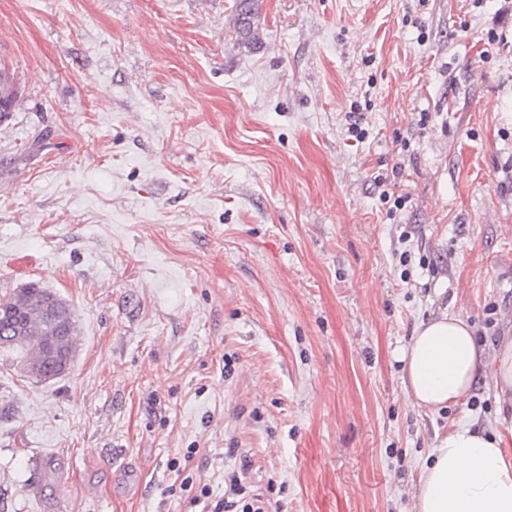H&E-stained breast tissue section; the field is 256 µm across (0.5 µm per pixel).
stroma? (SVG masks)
Instances as JSON below:
<instances>
[{
	"label": "stroma",
	"mask_w": 512,
	"mask_h": 512,
	"mask_svg": "<svg viewBox=\"0 0 512 512\" xmlns=\"http://www.w3.org/2000/svg\"><path fill=\"white\" fill-rule=\"evenodd\" d=\"M233 3L0 0V297L50 289L77 333L63 378L0 360V512H200L169 462L194 449L186 475L219 497L231 446L270 512H414L452 427L512 425L493 385L512 331L497 0H258L248 45ZM397 163L392 218L372 176ZM404 224L432 269L400 264ZM444 310L486 367L430 412L398 358ZM16 91L13 77L5 69H0V122L7 119L12 112Z\"/></svg>",
	"instance_id": "1"
}]
</instances>
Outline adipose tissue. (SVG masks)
I'll list each match as a JSON object with an SVG mask.
<instances>
[{
  "mask_svg": "<svg viewBox=\"0 0 512 512\" xmlns=\"http://www.w3.org/2000/svg\"><path fill=\"white\" fill-rule=\"evenodd\" d=\"M484 347L461 316L421 322L400 354L413 403L438 410L466 398L481 372ZM416 512H512V431L487 437L461 425L441 439L422 473Z\"/></svg>",
  "mask_w": 512,
  "mask_h": 512,
  "instance_id": "ef3b65f1",
  "label": "adipose tissue"
}]
</instances>
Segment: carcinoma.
Returning a JSON list of instances; mask_svg holds the SVG:
<instances>
[{"instance_id": "obj_1", "label": "carcinoma", "mask_w": 512, "mask_h": 512, "mask_svg": "<svg viewBox=\"0 0 512 512\" xmlns=\"http://www.w3.org/2000/svg\"><path fill=\"white\" fill-rule=\"evenodd\" d=\"M235 24L238 36L249 42L256 35L257 0H235ZM16 91L13 77L0 69V122L12 112ZM47 289L36 283L28 288H18L0 299V338L16 335L15 326L22 328L24 336L20 345L1 349L4 356L14 362L24 360L35 364L41 358L40 342L47 336L65 337L75 324L74 313L68 303H63V312L45 307Z\"/></svg>"}]
</instances>
